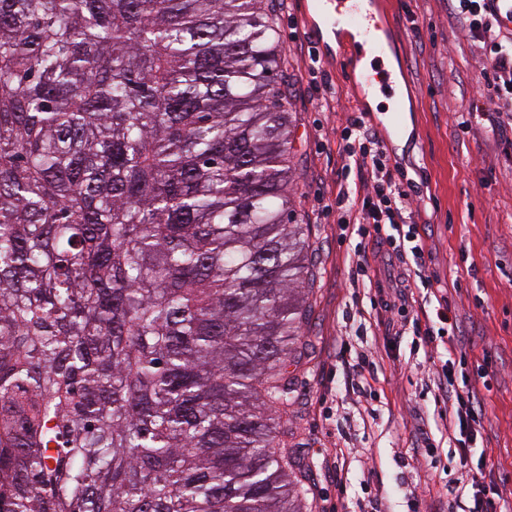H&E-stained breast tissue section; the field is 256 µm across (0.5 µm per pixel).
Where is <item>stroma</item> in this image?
<instances>
[{"instance_id":"1","label":"stroma","mask_w":512,"mask_h":512,"mask_svg":"<svg viewBox=\"0 0 512 512\" xmlns=\"http://www.w3.org/2000/svg\"><path fill=\"white\" fill-rule=\"evenodd\" d=\"M281 69L296 184L292 209L305 229L313 281L304 334L311 347L289 382L288 404L277 407L285 432L280 451L299 461L306 512H464L465 469L449 441L434 399L433 378L447 356L441 341L387 339L376 325L366 287L353 286L335 214L338 143L348 115L387 123L386 104L372 106L349 81L353 63L342 44L319 67L342 95L322 102L309 87L307 49L325 39L308 28L305 0H276ZM392 57L403 58L412 97L388 154L428 201L416 216L424 226L425 270L456 288L454 311L467 336L469 373L490 361L487 464L499 479L502 512H512V128L496 140L485 122L470 129L457 118L488 101L477 98L476 48L450 17V0H388ZM380 382L362 385L369 372ZM432 444L418 459L413 447ZM349 451L342 481L327 459Z\"/></svg>"}]
</instances>
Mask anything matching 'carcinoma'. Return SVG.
<instances>
[{"mask_svg":"<svg viewBox=\"0 0 512 512\" xmlns=\"http://www.w3.org/2000/svg\"><path fill=\"white\" fill-rule=\"evenodd\" d=\"M274 7L0 0V512H303Z\"/></svg>","mask_w":512,"mask_h":512,"instance_id":"cac0c4a2","label":"carcinoma"}]
</instances>
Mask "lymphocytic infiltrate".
<instances>
[{
  "label": "lymphocytic infiltrate",
  "mask_w": 512,
  "mask_h": 512,
  "mask_svg": "<svg viewBox=\"0 0 512 512\" xmlns=\"http://www.w3.org/2000/svg\"><path fill=\"white\" fill-rule=\"evenodd\" d=\"M451 2V15L461 34L478 49L480 80L476 92L493 104L489 127L492 134H500L506 127H512V30L507 28L492 0ZM338 152L342 165L336 172L337 222L342 231L357 238L349 257L351 277L356 281H373V269L366 256V244L372 237L385 242L398 260H416L412 284L399 289V304H386V313L378 323L386 332L399 334L403 328L394 317L395 311L411 312L415 335L428 342L436 336L437 324H446L448 338L443 347L448 358L435 379L444 404L440 418L456 442L460 462L469 467L467 512H497L501 498L498 480L485 460L471 458V446L482 439L488 419L485 397L471 378L457 368L463 325L449 314V290L427 275L421 263L425 239L412 211L415 198L405 190L397 168L391 165L378 134L364 116L348 118ZM352 174L358 177L359 189H350L347 184ZM432 302L437 308L430 313L426 306Z\"/></svg>",
  "instance_id": "lymphocytic-infiltrate-1"
}]
</instances>
